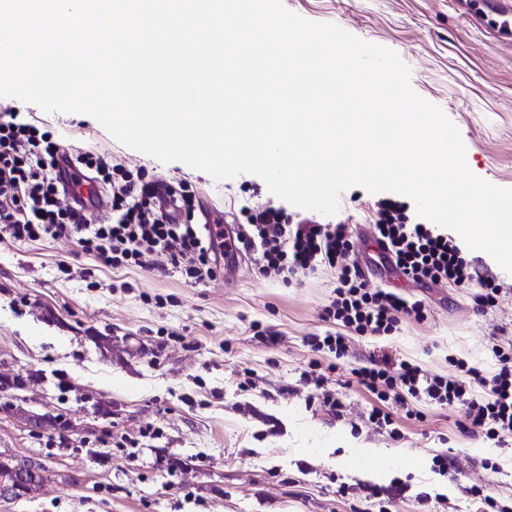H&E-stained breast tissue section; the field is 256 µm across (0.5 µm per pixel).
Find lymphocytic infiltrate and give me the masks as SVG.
<instances>
[{
    "label": "lymphocytic infiltrate",
    "mask_w": 512,
    "mask_h": 512,
    "mask_svg": "<svg viewBox=\"0 0 512 512\" xmlns=\"http://www.w3.org/2000/svg\"><path fill=\"white\" fill-rule=\"evenodd\" d=\"M73 164L91 171L95 182L111 189V223H92L78 194H71L69 205L60 204L58 185ZM197 206L188 184L163 187L144 169H128L105 152L77 151L64 158L59 143L30 113L12 109L0 113V227L7 229L13 241L72 238L84 253L111 268L144 269L148 257L160 253L167 266L196 283L213 276L223 257L216 243H204L205 229L194 221ZM247 219L241 230L258 253L261 276L289 283L319 266L336 274L334 297L321 317L336 321L340 330L310 337L312 351L328 352L340 360L348 355L351 334L385 336L406 319L422 318V301L371 286L352 257L348 225L305 219L292 224L273 207L253 210ZM371 238L387 248L384 263L407 281L474 286L479 307L496 304L501 288L494 278L466 261L443 228L407 223L398 203L381 202ZM492 353L497 369L491 375L463 359L453 360L449 373L432 374L407 361L394 364L374 358L351 374L357 385L378 400L368 416L377 428L386 430L396 423L393 411L383 410V403L401 407L412 397L459 408L457 425L462 431L499 441L512 435V349L496 344ZM478 387L486 389V396L475 397Z\"/></svg>",
    "instance_id": "f902f5d3"
}]
</instances>
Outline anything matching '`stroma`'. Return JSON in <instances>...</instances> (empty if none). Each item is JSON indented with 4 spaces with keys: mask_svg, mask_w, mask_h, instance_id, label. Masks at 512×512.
<instances>
[{
    "mask_svg": "<svg viewBox=\"0 0 512 512\" xmlns=\"http://www.w3.org/2000/svg\"><path fill=\"white\" fill-rule=\"evenodd\" d=\"M299 16L339 25L395 51L411 68V86L459 128L466 163L479 178L512 189V41L499 37L472 0H283ZM32 113L59 142L110 152L129 168L190 184L198 218L209 209L243 222L244 208L297 207L243 174L217 181L180 162L161 163L113 139L92 117L47 113L0 97V112ZM380 195L355 186L340 210L310 212L322 224L369 234ZM465 255L496 277L494 307L477 310L473 290L424 288L375 271L422 299L424 317L385 338L354 336L355 355L408 360L430 373L449 358L493 372L491 343L512 345V273L489 254ZM336 285L318 267L302 284L258 274L254 254L199 283L180 274L112 269L75 240L16 244L0 232V372L27 380L25 409L50 414L31 430L0 398V453L44 464L47 480L31 497L0 500V512H429L442 494L459 512H475L463 494L479 485L512 512V438L496 445L463 433L455 412L415 399V418L397 421L399 437L368 421L375 398L346 386L348 366L329 373L327 390L342 396V414L306 380L309 336L329 330L321 313ZM272 327L276 343L254 325ZM452 453L456 481L433 469ZM402 482L390 500L367 501L362 485ZM351 492L341 493V484Z\"/></svg>",
    "mask_w": 512,
    "mask_h": 512,
    "instance_id": "35a3bbf8",
    "label": "stroma"
}]
</instances>
